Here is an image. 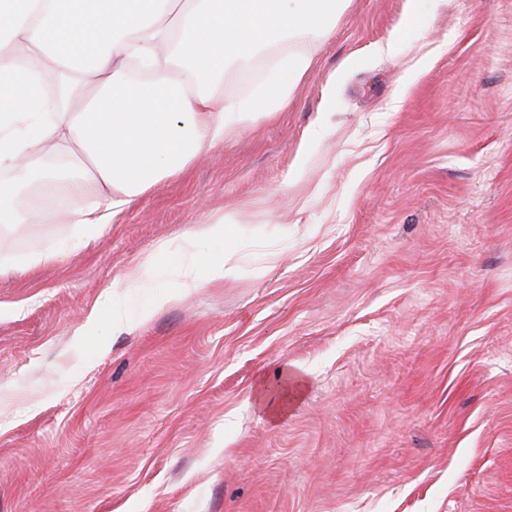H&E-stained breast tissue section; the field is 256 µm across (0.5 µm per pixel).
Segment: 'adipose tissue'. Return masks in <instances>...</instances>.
<instances>
[{
  "instance_id": "ef3b65f1",
  "label": "adipose tissue",
  "mask_w": 512,
  "mask_h": 512,
  "mask_svg": "<svg viewBox=\"0 0 512 512\" xmlns=\"http://www.w3.org/2000/svg\"><path fill=\"white\" fill-rule=\"evenodd\" d=\"M349 0H0V224H73L94 237L104 224L183 172L204 147L242 125L287 109L311 70L294 53L260 97L224 98L231 63L287 37L329 38ZM63 76L52 111L34 110L43 76ZM224 240V220L200 222L178 246L131 267L122 286L146 320L182 293L223 280L231 256L204 262ZM187 272L156 290L172 253ZM300 376L280 368L259 382L270 418L301 395Z\"/></svg>"
}]
</instances>
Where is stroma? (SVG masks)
<instances>
[{"label": "stroma", "mask_w": 512, "mask_h": 512, "mask_svg": "<svg viewBox=\"0 0 512 512\" xmlns=\"http://www.w3.org/2000/svg\"><path fill=\"white\" fill-rule=\"evenodd\" d=\"M294 52L287 111L95 238L0 224V512H512V0H351L225 96ZM215 216L231 276L78 335ZM39 242L59 258L22 265ZM285 365L274 424L254 392ZM303 384L300 376L288 372V367H282L278 371L276 384L273 385L266 380L259 382L256 402L271 419H276L286 413L288 401L301 395Z\"/></svg>", "instance_id": "1"}]
</instances>
